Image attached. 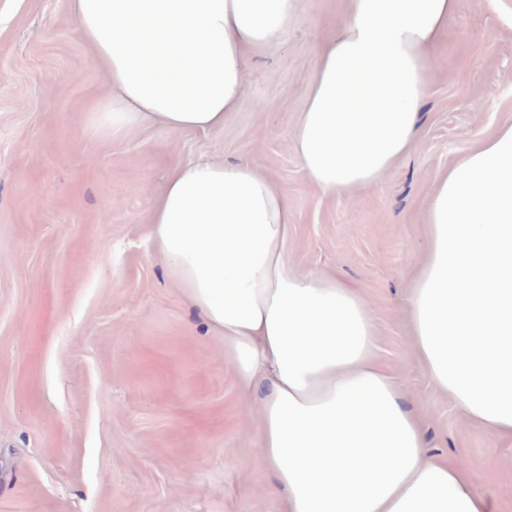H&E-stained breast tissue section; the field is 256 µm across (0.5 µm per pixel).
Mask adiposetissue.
<instances>
[{
	"mask_svg": "<svg viewBox=\"0 0 512 512\" xmlns=\"http://www.w3.org/2000/svg\"><path fill=\"white\" fill-rule=\"evenodd\" d=\"M457 0H347L318 48L292 148L324 195L376 183L419 142L431 49ZM110 94L95 131L220 129L253 51L297 0H70ZM170 281L224 339L257 412L256 461L282 512H492L433 456L404 383L376 357L366 300L288 256L287 194L248 160L173 162L150 218ZM404 305L412 359L494 439H512V123L438 174Z\"/></svg>",
	"mask_w": 512,
	"mask_h": 512,
	"instance_id": "obj_1",
	"label": "adipose tissue"
}]
</instances>
